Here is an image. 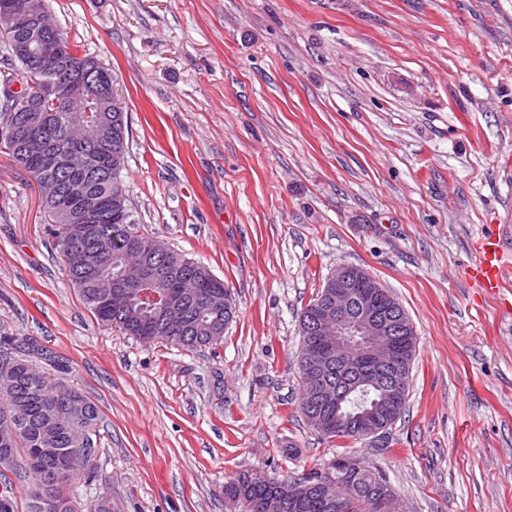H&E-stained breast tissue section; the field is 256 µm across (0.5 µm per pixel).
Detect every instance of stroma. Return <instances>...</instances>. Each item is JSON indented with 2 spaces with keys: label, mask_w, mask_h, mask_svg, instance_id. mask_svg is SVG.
Returning <instances> with one entry per match:
<instances>
[{
  "label": "stroma",
  "mask_w": 512,
  "mask_h": 512,
  "mask_svg": "<svg viewBox=\"0 0 512 512\" xmlns=\"http://www.w3.org/2000/svg\"><path fill=\"white\" fill-rule=\"evenodd\" d=\"M111 69L141 232L224 280L220 344L101 326L68 282L37 182L0 152V336L100 410L74 512H225L238 472L336 446L296 413L298 316L338 265L413 322L407 411L348 445L407 512H512V281L468 271L512 222V0H49Z\"/></svg>",
  "instance_id": "1"
}]
</instances>
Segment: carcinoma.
I'll use <instances>...</instances> for the list:
<instances>
[{"label": "carcinoma", "instance_id": "1", "mask_svg": "<svg viewBox=\"0 0 512 512\" xmlns=\"http://www.w3.org/2000/svg\"><path fill=\"white\" fill-rule=\"evenodd\" d=\"M49 36L60 37L68 48L62 66L89 59L76 52L62 32L54 31ZM23 41L19 26L0 22V44L6 59L14 65L10 81L21 82L12 100L27 101L22 111L14 112L0 98V147L38 184H58L59 194L43 202L55 224L57 247L70 283L102 325L117 327L146 343L163 340L192 351L203 347L205 337L224 335V328L235 315L236 302L228 299L231 292L224 281H216L210 270L196 262L176 279L151 285L178 303L185 315L179 328L166 326L157 305L136 292L119 311L100 305L94 280L85 277L76 265L71 248L79 243L88 258L101 256V275L114 280L122 275L130 247L137 244L147 255L151 242L150 237L135 230L137 220L120 180L129 134L128 113L112 93L102 103L93 99L89 112L60 110L48 92L55 75L40 69L36 48L26 49ZM37 145L53 156V165H40ZM77 188L96 196V218H72V196ZM0 353L13 357L11 364L0 367V477L10 472L33 479L27 492V512H72L64 488L86 476L97 455L98 407L80 392L36 370L30 355L42 356L46 351L35 339L19 341L1 336ZM383 404L381 392L371 385L346 394L341 407L328 413L333 427L328 439L358 440L347 422L359 413L374 414ZM58 417L69 421V432L88 439L85 461L72 473L67 472L70 445L66 435L54 426ZM347 459L348 455L338 454L326 471L309 472L305 477L311 483L336 479L343 488L344 512H397L398 497L383 473L369 465L350 471ZM277 481L273 476L260 482L247 472L227 482L224 499L231 504L229 512H336L315 495L296 508L289 507ZM0 512H17L9 482L0 485Z\"/></svg>", "mask_w": 512, "mask_h": 512}]
</instances>
